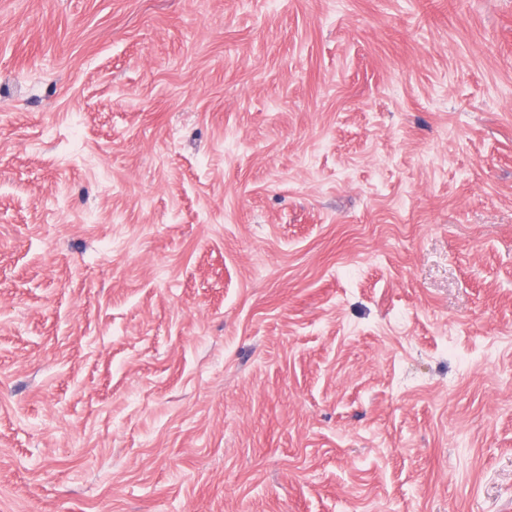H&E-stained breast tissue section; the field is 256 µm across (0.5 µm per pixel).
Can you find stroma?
Segmentation results:
<instances>
[{
  "mask_svg": "<svg viewBox=\"0 0 512 512\" xmlns=\"http://www.w3.org/2000/svg\"><path fill=\"white\" fill-rule=\"evenodd\" d=\"M0 512H512V0H0Z\"/></svg>",
  "mask_w": 512,
  "mask_h": 512,
  "instance_id": "1",
  "label": "stroma"
}]
</instances>
